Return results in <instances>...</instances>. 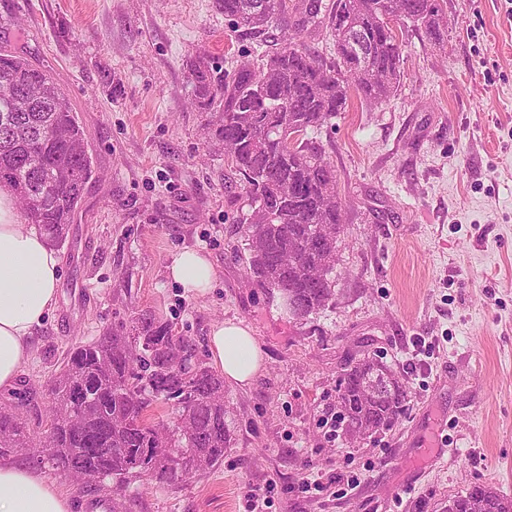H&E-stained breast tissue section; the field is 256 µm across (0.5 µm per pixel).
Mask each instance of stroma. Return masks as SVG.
<instances>
[{"mask_svg":"<svg viewBox=\"0 0 512 512\" xmlns=\"http://www.w3.org/2000/svg\"><path fill=\"white\" fill-rule=\"evenodd\" d=\"M443 44L397 35L395 96L305 137L336 168L346 224L336 299L310 320L255 288L240 252L242 201L210 113L191 104L190 66L225 77L261 65L216 0H0V44L52 71L93 161L58 248V304L32 338L16 388H41L64 352L148 314L209 359L214 323L256 337L263 369L224 384L232 441L218 467L174 487L137 481L127 512H446L484 483L512 496V0H444ZM218 276L202 297L167 276L182 250ZM375 354L408 386L390 430L355 439L336 384ZM357 476L349 496L298 493L306 479Z\"/></svg>","mask_w":512,"mask_h":512,"instance_id":"obj_1","label":"stroma"}]
</instances>
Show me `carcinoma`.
<instances>
[{"label":"carcinoma","instance_id":"carcinoma-1","mask_svg":"<svg viewBox=\"0 0 512 512\" xmlns=\"http://www.w3.org/2000/svg\"><path fill=\"white\" fill-rule=\"evenodd\" d=\"M385 2L400 24L444 41L443 0H336L325 11L322 0H218L240 38L265 42L275 29L280 46L258 68L241 65L228 82L206 59L193 64L195 104L217 113L209 134L243 177L247 274L256 287L280 295L298 320L336 297V242L345 224L336 170L301 136L345 111L354 93L368 107L395 95L403 58ZM320 26L334 42L331 61L301 42ZM92 165L79 117L51 71L0 47V187L59 246ZM135 336L148 350L138 351ZM375 372L389 376V387L370 395ZM336 398L348 431L363 436L399 421L407 391L391 366L367 355L347 366ZM158 404L179 416V425L152 423ZM224 415V380L191 339L141 315L71 347L43 392L0 402V458L31 446L35 418L41 463L77 484L125 488L145 478L175 486L222 464L232 439ZM472 500L481 512H512L511 497L481 483L450 499L447 512H469Z\"/></svg>","mask_w":512,"mask_h":512}]
</instances>
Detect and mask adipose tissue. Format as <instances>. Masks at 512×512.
Returning <instances> with one entry per match:
<instances>
[{"mask_svg":"<svg viewBox=\"0 0 512 512\" xmlns=\"http://www.w3.org/2000/svg\"><path fill=\"white\" fill-rule=\"evenodd\" d=\"M60 257L41 226L23 223L11 191L0 188V392L11 390L31 356V338L57 304ZM168 276L192 294H205L216 270L204 253L186 249ZM213 363L226 379L250 384L264 363L255 336L235 321L215 323L209 336ZM0 512H69L54 482L32 468L0 461Z\"/></svg>","mask_w":512,"mask_h":512,"instance_id":"obj_1","label":"adipose tissue"}]
</instances>
